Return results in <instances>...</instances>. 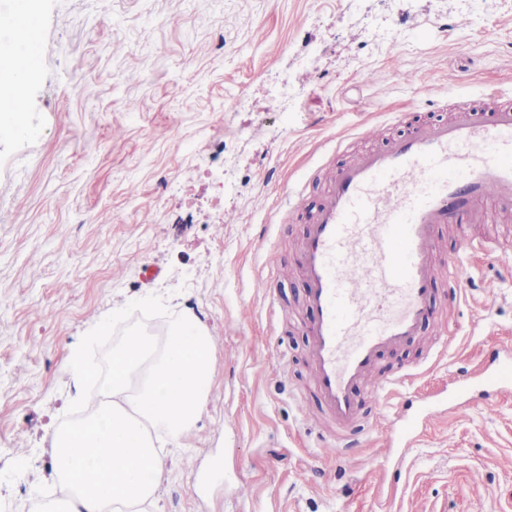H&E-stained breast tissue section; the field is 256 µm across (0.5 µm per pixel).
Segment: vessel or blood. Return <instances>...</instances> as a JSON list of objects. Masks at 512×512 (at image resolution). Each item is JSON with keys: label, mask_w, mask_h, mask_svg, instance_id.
Listing matches in <instances>:
<instances>
[{"label": "vessel or blood", "mask_w": 512, "mask_h": 512, "mask_svg": "<svg viewBox=\"0 0 512 512\" xmlns=\"http://www.w3.org/2000/svg\"><path fill=\"white\" fill-rule=\"evenodd\" d=\"M40 27V17L24 11L21 0L0 10V60L16 76L38 64ZM437 107L446 118L397 114L407 133L343 166H327L326 193L299 243L297 272L316 313L306 327L307 357L331 423L321 433L322 447L339 459L370 430L355 389L370 388L379 401L410 377L407 367L382 378L376 369L384 352L415 338L429 320L439 277L456 299L466 254L486 252L512 270L508 240H463L447 271L438 265L443 226L482 223L491 210L512 217V100L448 97ZM453 384L452 392L421 395L415 412L391 422L389 460L402 463L432 418L457 407L462 395L478 392L490 403L512 392V347L495 342L481 368Z\"/></svg>", "instance_id": "1"}]
</instances>
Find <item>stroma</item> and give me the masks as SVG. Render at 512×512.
I'll return each instance as SVG.
<instances>
[{"instance_id":"stroma-1","label":"stroma","mask_w":512,"mask_h":512,"mask_svg":"<svg viewBox=\"0 0 512 512\" xmlns=\"http://www.w3.org/2000/svg\"><path fill=\"white\" fill-rule=\"evenodd\" d=\"M28 2L41 58L19 130H0V512H34L41 484L57 498L52 437L78 394L64 363L152 294L168 309L158 335L188 313L214 344L194 428L160 450L164 512H512V393L435 418L397 472L382 446L407 400L512 343V273L462 260L466 296L446 307L440 286L418 337L379 362L421 376L340 462L304 421L319 408L313 312L294 272L325 193L316 170L371 146L356 128L428 115L452 91L512 96V0ZM433 69L428 84L403 78ZM301 182L299 210L274 226ZM270 247L287 275L268 276Z\"/></svg>"}]
</instances>
